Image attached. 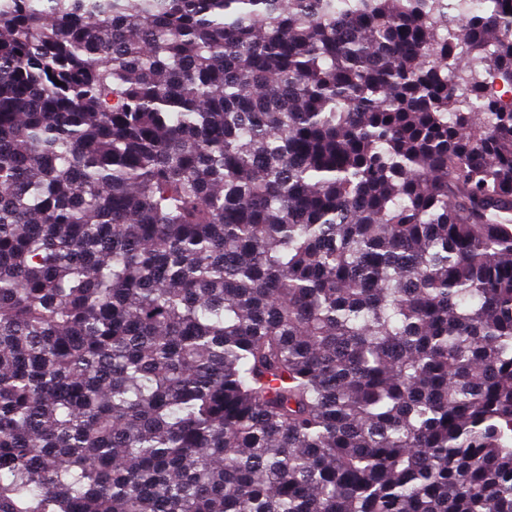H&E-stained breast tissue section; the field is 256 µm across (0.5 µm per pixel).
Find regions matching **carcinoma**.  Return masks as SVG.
<instances>
[{
  "label": "carcinoma",
  "instance_id": "obj_1",
  "mask_svg": "<svg viewBox=\"0 0 512 512\" xmlns=\"http://www.w3.org/2000/svg\"><path fill=\"white\" fill-rule=\"evenodd\" d=\"M509 5L0 0V512H512Z\"/></svg>",
  "mask_w": 512,
  "mask_h": 512
}]
</instances>
